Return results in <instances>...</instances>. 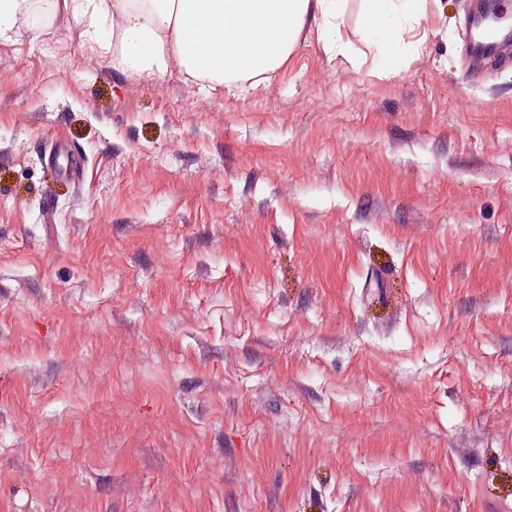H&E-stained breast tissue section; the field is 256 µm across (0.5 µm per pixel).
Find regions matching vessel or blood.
Here are the masks:
<instances>
[{"mask_svg": "<svg viewBox=\"0 0 512 512\" xmlns=\"http://www.w3.org/2000/svg\"><path fill=\"white\" fill-rule=\"evenodd\" d=\"M506 7V0H473L471 4L465 19L464 51L473 75H482L486 62L512 61V27L494 15Z\"/></svg>", "mask_w": 512, "mask_h": 512, "instance_id": "vessel-or-blood-1", "label": "vessel or blood"}]
</instances>
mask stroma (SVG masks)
Segmentation results:
<instances>
[{
	"label": "stroma",
	"instance_id": "stroma-1",
	"mask_svg": "<svg viewBox=\"0 0 512 512\" xmlns=\"http://www.w3.org/2000/svg\"><path fill=\"white\" fill-rule=\"evenodd\" d=\"M305 37L233 96L0 39V512H512V65Z\"/></svg>",
	"mask_w": 512,
	"mask_h": 512
}]
</instances>
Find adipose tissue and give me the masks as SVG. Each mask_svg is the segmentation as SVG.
Listing matches in <instances>:
<instances>
[{
  "label": "adipose tissue",
  "mask_w": 512,
  "mask_h": 512,
  "mask_svg": "<svg viewBox=\"0 0 512 512\" xmlns=\"http://www.w3.org/2000/svg\"><path fill=\"white\" fill-rule=\"evenodd\" d=\"M81 27L89 49L129 76L160 81L171 71L196 82L244 92L272 80L302 35L332 42L350 58L342 27L347 0H46ZM365 43L397 53L427 0H361Z\"/></svg>",
  "instance_id": "adipose-tissue-1"
}]
</instances>
